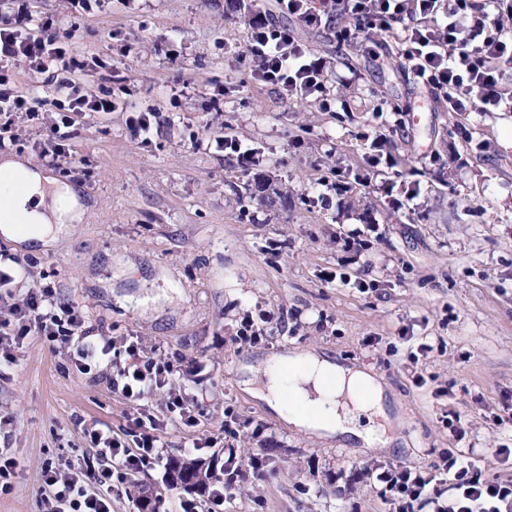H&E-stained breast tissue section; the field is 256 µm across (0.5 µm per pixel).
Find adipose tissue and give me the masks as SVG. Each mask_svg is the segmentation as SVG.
Here are the masks:
<instances>
[{"label":"adipose tissue","instance_id":"obj_1","mask_svg":"<svg viewBox=\"0 0 512 512\" xmlns=\"http://www.w3.org/2000/svg\"><path fill=\"white\" fill-rule=\"evenodd\" d=\"M7 178L20 191L0 205V235L43 241L79 220L80 204L67 184L10 158L0 161V181ZM264 374L262 398L292 425L323 435L349 434L369 445L380 441V428L358 424L360 415L384 412L383 389L371 373L294 354L270 360Z\"/></svg>","mask_w":512,"mask_h":512}]
</instances>
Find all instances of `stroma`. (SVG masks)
Listing matches in <instances>:
<instances>
[{
  "instance_id": "35a3bbf8",
  "label": "stroma",
  "mask_w": 512,
  "mask_h": 512,
  "mask_svg": "<svg viewBox=\"0 0 512 512\" xmlns=\"http://www.w3.org/2000/svg\"><path fill=\"white\" fill-rule=\"evenodd\" d=\"M246 16L241 0H140L133 11L105 0L95 15L70 17L85 55L111 54L128 103L163 112L171 95L187 100L147 146L120 112L81 125L83 171L44 168L75 191L82 219L46 245L0 235V250L32 262L0 308L50 285L111 336L113 358L125 360L136 339L180 362L199 424L170 431L169 456L209 437L202 456L222 466L221 428L234 411L238 455L263 454L269 473L241 483L224 512H388L354 471L426 469L453 447L486 476L512 479L500 452L512 448V112H447L409 77L395 35H379L377 56L304 27L336 104L281 99L240 55ZM387 101L402 107L393 125L378 112ZM219 132L250 142L260 164L244 170L216 154L208 138ZM378 136L393 162L373 168ZM340 169L369 181L316 203ZM352 229L356 251L344 246ZM327 271L373 287L326 283ZM264 310L276 317L271 337L237 341L244 314ZM422 343L430 352L411 361ZM300 352L373 370L389 444L300 430L260 398L266 363ZM15 356L0 366V452L19 466L0 512H41L43 461L80 471L97 455L84 428L124 430L136 411L42 338Z\"/></svg>"
}]
</instances>
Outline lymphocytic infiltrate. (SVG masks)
<instances>
[{"mask_svg":"<svg viewBox=\"0 0 512 512\" xmlns=\"http://www.w3.org/2000/svg\"><path fill=\"white\" fill-rule=\"evenodd\" d=\"M283 14L307 27L333 31L337 40L400 32L399 53L414 79L440 94L451 112H512V0H278ZM59 22L34 12L30 0H0V150L16 146L17 125L37 127L35 144L41 160L53 164L72 160L74 170L84 161L74 158L72 143L82 118L123 112L114 92L86 93V72H111V63L82 54L72 39H59ZM244 55L255 66L254 82L273 86L286 99H320L331 108L328 66L298 39L294 28L276 23L263 11L251 10L246 22ZM25 64L47 95L19 85L15 67ZM42 337L68 355L82 373L105 378L113 392L137 405L128 437L95 429L85 432L102 461L91 482L64 476L53 461H45L42 478L46 495L43 512H111L113 495L122 494L131 476L161 461L168 446L162 435L168 425L193 428V406L175 388L183 377L180 365L139 342L126 347V359L111 357V338L88 326L81 306L62 300L51 286H36L0 310V359L14 360L13 342ZM167 394L163 415H156L145 398ZM239 432L236 417L224 422V471L209 487L215 506H223L236 486L263 479L264 459H241L232 441ZM372 488L390 512H512V481L484 477L462 454L448 453L430 469L380 466L368 471Z\"/></svg>","mask_w":512,"mask_h":512,"instance_id":"1","label":"lymphocytic infiltrate"}]
</instances>
